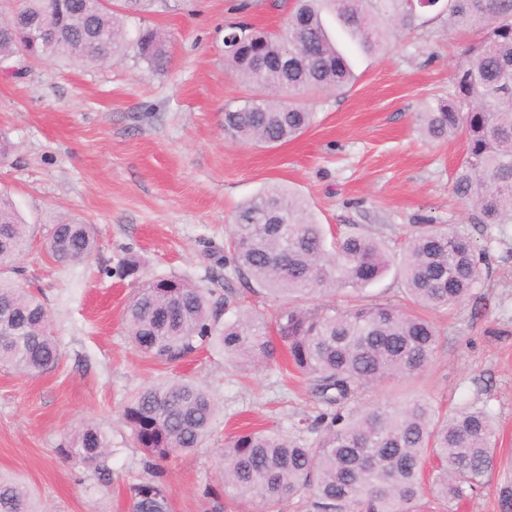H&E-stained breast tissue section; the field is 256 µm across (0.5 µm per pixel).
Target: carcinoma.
Here are the masks:
<instances>
[{
  "label": "carcinoma",
  "mask_w": 512,
  "mask_h": 512,
  "mask_svg": "<svg viewBox=\"0 0 512 512\" xmlns=\"http://www.w3.org/2000/svg\"><path fill=\"white\" fill-rule=\"evenodd\" d=\"M38 20V37L0 32V60L18 52L41 61L103 64L132 57L162 70L165 39L150 26L129 35L120 15L150 10L164 0H70L67 30L53 35L58 0H16ZM438 19L452 30L477 28L483 37L453 71L448 96L423 104L420 131L433 140L460 139L464 155L452 190L473 224L512 223V0H295L287 31L276 34L246 21L224 35V60L247 85L266 95L224 108V134L235 142L271 147L291 141L313 123L304 103L310 92L344 88L354 80L343 40L374 55L389 39ZM29 225L0 193V366L39 375L58 366L61 346L43 299L18 287L16 258ZM97 242L93 228L64 220L53 225L46 251L57 264L87 261ZM391 259L384 244L349 233L327 248L323 225L295 191L270 186L247 199L233 216L224 245L227 276L253 281L283 298L274 320L229 311L231 296L178 277L144 278L129 261L117 275L137 285L123 311L135 348L175 361L203 347L224 353L237 367L271 366L309 379L321 406L305 426L312 439L281 429L246 430L228 437L218 456L224 497L254 512L308 495L317 512H448L506 466L492 414L468 406L440 415L425 400L403 399L352 409L363 391L415 377L431 363L438 341L428 311L469 296L480 278V258L469 238L429 225L403 250L400 277L407 304L367 302L366 287L382 279ZM351 292L342 305L307 300L333 287ZM219 407L209 390L189 380L160 381L124 405L121 419L144 455L146 476L130 486V512H172L164 465L176 453L205 443ZM61 447L112 484L110 442L100 426L83 423ZM499 512H512V479L498 484ZM0 512H46L21 481L0 474Z\"/></svg>",
  "instance_id": "cac0c4a2"
}]
</instances>
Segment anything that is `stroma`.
I'll return each instance as SVG.
<instances>
[{
	"label": "stroma",
	"mask_w": 512,
	"mask_h": 512,
	"mask_svg": "<svg viewBox=\"0 0 512 512\" xmlns=\"http://www.w3.org/2000/svg\"><path fill=\"white\" fill-rule=\"evenodd\" d=\"M238 2L167 0L128 19L165 34L171 61L160 72L130 59L83 66L18 54L0 64V192L33 231L15 264L22 286L47 303L63 345L53 371L0 367V472L25 483L48 512H128L143 455L121 410L154 381L197 382L220 404L205 446L167 465L173 512H208V492L223 493L217 451L230 434L287 429L316 414L307 381L234 367L214 349L147 359L122 320L133 285L114 271L129 259L145 277L180 276L219 299L229 289L239 310L273 316L279 298L225 280L221 262L237 207L272 183L302 194L328 238L374 237L395 263L429 224L474 240L481 278L463 302L433 314L440 338L429 368L368 389L360 403L421 397L445 413L484 407L503 452L512 451V224L470 222L452 191L462 141L425 140L413 119L425 101L447 95L453 65L481 32L450 33L436 21L382 54L355 53L353 86L311 97L312 126L267 148L224 136L225 105L255 94L224 61ZM61 219L94 225L99 248L90 261L48 257L44 240ZM83 422L110 440L111 487L56 453Z\"/></svg>",
	"instance_id": "obj_1"
}]
</instances>
